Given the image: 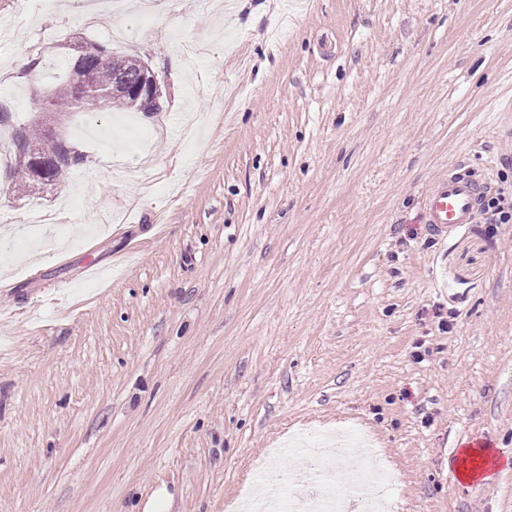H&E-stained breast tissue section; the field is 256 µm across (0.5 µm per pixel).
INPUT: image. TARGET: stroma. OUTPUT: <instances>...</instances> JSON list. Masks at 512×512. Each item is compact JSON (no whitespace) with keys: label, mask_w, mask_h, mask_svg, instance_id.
Masks as SVG:
<instances>
[{"label":"stroma","mask_w":512,"mask_h":512,"mask_svg":"<svg viewBox=\"0 0 512 512\" xmlns=\"http://www.w3.org/2000/svg\"><path fill=\"white\" fill-rule=\"evenodd\" d=\"M128 3L116 43L82 0H0V134L41 119L19 56L99 45L163 93L147 153L76 112L85 164L0 193V230L58 214L0 243V512H237L319 430L363 434L391 512H512V222H422L459 165L512 205V0ZM471 441L501 465L465 491Z\"/></svg>","instance_id":"35a3bbf8"}]
</instances>
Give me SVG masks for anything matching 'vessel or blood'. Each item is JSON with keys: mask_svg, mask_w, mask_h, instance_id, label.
<instances>
[{"mask_svg": "<svg viewBox=\"0 0 512 512\" xmlns=\"http://www.w3.org/2000/svg\"><path fill=\"white\" fill-rule=\"evenodd\" d=\"M487 190L486 182L462 168L437 180L423 200L424 222L430 233L445 240L475 223Z\"/></svg>", "mask_w": 512, "mask_h": 512, "instance_id": "obj_1", "label": "vessel or blood"}]
</instances>
